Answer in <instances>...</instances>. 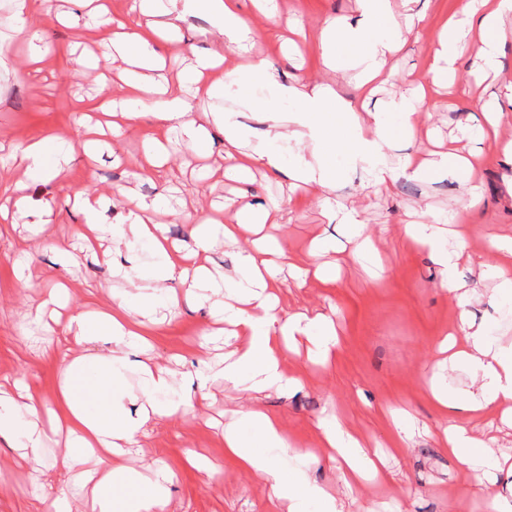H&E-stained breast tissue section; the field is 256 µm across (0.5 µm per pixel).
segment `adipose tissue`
<instances>
[{"instance_id":"adipose-tissue-1","label":"adipose tissue","mask_w":512,"mask_h":512,"mask_svg":"<svg viewBox=\"0 0 512 512\" xmlns=\"http://www.w3.org/2000/svg\"><path fill=\"white\" fill-rule=\"evenodd\" d=\"M360 16L356 23L328 24L315 47L328 62L337 56L350 58L357 68L360 87L382 80L386 65L406 41L419 33L424 13L406 5L405 25H397L391 0H357ZM132 18H113L100 10V45L115 52L132 66L121 91L125 106L121 121L133 123L150 113L158 125L180 129L195 148L210 138L207 127L192 115L189 87L200 84L224 60L222 51L199 58L188 71L175 79L158 77L159 54L153 44L164 33L176 29L187 16L203 13L212 17L217 41L237 48L253 40L255 30L242 16L238 0H132ZM461 20H448L436 33V48L426 73L425 84L438 89H454V74L461 60H468L478 82L498 79L503 71L505 41L503 24L512 17V0H461ZM479 32V44L470 35ZM289 97L298 104V114L289 123L274 125L258 143L224 113L220 125L224 133V172L237 181H247L253 167L285 174L290 188L309 191L330 219L350 225L356 242L354 257L367 258L361 222L342 211L327 193L338 172L332 163L341 154L360 161L369 182L379 187L393 183L399 175L425 179L439 172L462 182L464 189L456 201L458 211L468 212L482 202L480 186L474 180L476 154L468 152L447 156L433 152L428 158L409 155L390 161L383 148L399 134H412L423 112L422 103L406 100L392 102L389 111L367 112L365 104L339 97L321 81L305 78L288 88ZM512 112V81L504 95L481 98L480 111L468 114L460 125L463 139L495 136L507 113ZM294 145L291 160L279 151L282 142ZM125 223L110 225L116 243L148 245L154 257L148 268L124 272L129 284L140 280L152 283V291L137 299H123L97 309H85L71 315L76 341H84L85 331L104 337L111 350L105 369L91 368L85 357H74L66 367L70 387L62 394L63 405L52 415L56 429L65 431L69 451L63 465L78 470L76 490H89L90 512H167L173 474L167 466L155 464L140 470L122 464L127 449L137 447L144 424L153 417L194 414L199 395L211 378L206 359H199L195 392L174 389L169 371L142 361L138 364L140 384L137 397L141 406L135 415H127L124 400V371L129 357L147 348L145 319L154 306L167 302L169 285L192 280L194 289L186 293L192 305L209 293H223L218 313L226 325L224 343L230 348L225 358L224 381L233 386L261 392H286L295 385L282 369L283 350L306 341L313 362L325 364L339 347L334 321L327 315L297 313L281 317L276 311L275 271L278 265L299 270L303 278L328 284L336 280L332 263H306L298 266L282 245L271 236H262L265 225L276 223L279 206L259 211L242 205L231 224H220L205 212L187 213L191 225L192 248L170 249L158 218L159 209L130 199ZM441 215L419 209L414 220L402 224V234L412 244L427 250L440 274V286L454 297L460 307L453 333L440 343L448 355L449 368H464L470 385L462 391L449 388L442 374L429 378L430 394L436 408L448 418L443 432L450 455L479 471L478 492L488 512H512V458L498 457L492 441L484 439L470 426L475 417L501 410L504 420L512 422V238L492 236V261L479 265V279L494 281L487 303L497 312L495 323L478 324L467 310L473 291L464 289L458 267L460 250L449 247L442 228ZM260 234L253 248L242 251L236 276L218 277L197 264L199 253L207 251L217 239L234 244L241 229ZM39 407L30 395L19 397L0 389V439L22 448L25 455L40 459L46 434L37 422ZM322 443L336 454L347 485L358 486L382 478L383 460L362 447L338 419H322ZM279 417L260 408L241 413L224 430V454L239 469L259 476L273 495L274 505H286L287 512H341L334 495L312 479L310 455L297 454L296 463L286 467L281 456L290 451ZM96 458L98 469L83 470L88 458Z\"/></svg>"}]
</instances>
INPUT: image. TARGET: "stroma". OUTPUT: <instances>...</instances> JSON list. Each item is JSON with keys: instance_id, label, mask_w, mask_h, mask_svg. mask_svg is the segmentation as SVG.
<instances>
[{"instance_id": "stroma-1", "label": "stroma", "mask_w": 512, "mask_h": 512, "mask_svg": "<svg viewBox=\"0 0 512 512\" xmlns=\"http://www.w3.org/2000/svg\"><path fill=\"white\" fill-rule=\"evenodd\" d=\"M276 2L278 13L271 19L256 9L253 0H241L242 14L258 33L252 55L271 62L283 84L313 75L331 82L343 99H355L360 89L354 70L328 69L313 41L330 22L355 21L356 0ZM412 8L425 13L427 27L419 36L408 37L389 60V77L370 96L369 110L382 109L389 99L410 94L422 83L432 61L435 31L458 10L456 0H414ZM13 13L14 0H0V188L10 189L23 181L25 210L0 213V384L26 388L42 412L50 413L61 396L64 352L102 356L110 349L101 338L75 345L73 336L65 332L70 313L126 291L117 269L145 268L154 261L147 247L130 250L107 236L101 244L112 251L111 265L97 264L84 253L78 236L84 216L65 204L74 191L101 198L99 221L105 225L119 222L126 213L119 187L159 201L166 210V235L179 246L191 242L185 212L220 208L229 221L233 212L224 209L225 201L242 198L257 208L277 203L281 218L270 232L290 257L308 259L318 237L334 238L344 249L334 285L310 280L300 286L284 274L277 288L280 316L306 309L333 315L340 350L325 367L309 363L305 356L286 354L285 375L301 381L299 388L288 393L235 389L219 376L224 366L223 341L208 343L203 338L215 326L214 302L157 309L156 321L148 325L146 335L155 362L172 368L175 388L190 385L201 347H208L216 374L196 415L155 418L144 426L139 459L146 464L161 462L175 474L168 512H274L267 486L224 454V429L233 412L255 405L279 416L296 448L315 451L318 460L311 476L335 493L343 512H486L484 499L472 492L473 471L442 446L445 420L429 396L425 379L441 359L437 343L455 325L460 308L440 287L438 270L428 253L411 247L400 226L408 209L419 204L459 224L465 241L459 276L478 295L469 306L470 315L478 323L491 320L495 312L485 297L494 284L478 280L477 265L488 258L491 233L512 236V196L507 193L512 166L504 164L497 143L486 140L477 145L483 160L476 177L483 183L484 197L478 208L462 214L455 211L462 190L459 182L439 176L425 182L403 176L390 189L380 190L369 186L362 168L337 156V166L348 174L331 195L363 221L365 235L382 257L383 270L376 277L346 254L349 226L328 220L302 194H288L286 177L259 168L247 184L225 178L224 135L213 127L212 115L235 113L252 138L262 137L272 118L288 119L295 108L269 86L257 85L244 94L199 93L193 112L199 123L211 128L209 152L197 156L182 140H175L158 177L139 175L145 144L162 134L147 114L120 134L105 135L93 165H85L77 155L59 175L27 173L15 159L18 147L47 136L79 146L84 130L78 117L92 113L103 82L118 81L125 64L117 60L96 65L98 27L85 12L73 11L68 27L49 26L36 18L23 32L15 31ZM215 48L211 19L187 17L158 46L166 58L165 76H176L190 66L194 55ZM463 118L461 110L449 107L447 95L430 97L422 123L411 137L394 140L390 152L398 157L447 143L457 135ZM60 284L67 288L65 308L57 314L45 311L39 322L28 320L27 312L40 307ZM49 325L56 328L50 340L56 346L52 353L45 350ZM394 409L408 411L414 422L409 438L398 448L391 445L398 433L390 415ZM330 412L341 417L368 449L385 454L384 481L360 488L343 483L330 449L320 444L318 421ZM190 451L210 458L217 470L214 478L185 465ZM62 454V446L51 442L35 463L0 442V512H39L41 498L56 495L68 479L60 463Z\"/></svg>"}]
</instances>
